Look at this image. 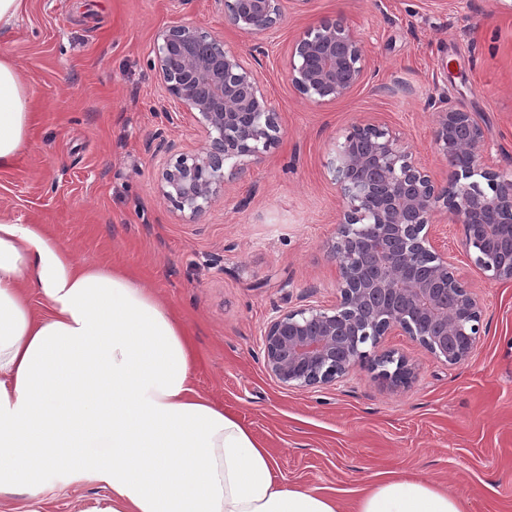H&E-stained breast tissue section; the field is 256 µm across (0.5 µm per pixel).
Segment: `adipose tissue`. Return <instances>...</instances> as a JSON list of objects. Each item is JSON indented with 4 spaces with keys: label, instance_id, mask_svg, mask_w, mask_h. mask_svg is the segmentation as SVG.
Segmentation results:
<instances>
[{
    "label": "adipose tissue",
    "instance_id": "1",
    "mask_svg": "<svg viewBox=\"0 0 512 512\" xmlns=\"http://www.w3.org/2000/svg\"><path fill=\"white\" fill-rule=\"evenodd\" d=\"M32 105L0 54V168L23 151ZM196 364L184 324L145 284L0 218V496H26L21 512L83 484L105 491L97 512H340L335 494L276 481L271 452L194 388ZM355 512L462 510L426 480L392 477Z\"/></svg>",
    "mask_w": 512,
    "mask_h": 512
}]
</instances>
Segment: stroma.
<instances>
[{"label": "stroma", "instance_id": "1", "mask_svg": "<svg viewBox=\"0 0 512 512\" xmlns=\"http://www.w3.org/2000/svg\"><path fill=\"white\" fill-rule=\"evenodd\" d=\"M326 18L363 34L368 75L350 97L315 105L289 83L286 61L294 36ZM180 19L243 53L263 43L261 76L282 120L265 163L245 167L194 221L158 189L159 146L200 135L148 64L157 31ZM0 54L36 114L17 162L0 169V216L43 225L82 263L153 288L193 339L196 389L269 449L278 483L334 491L353 512L365 488L401 476L448 489L463 512H512V283L470 262L452 215L434 218L441 245L484 303L468 361L445 364L395 332L378 350L413 366L405 388L359 367L333 385L287 389L262 363L275 311L336 300L329 163L354 125L399 132L444 178L427 101L445 94L482 118L495 163L512 173V0H288L281 24L256 38L226 30L215 0H25L0 31ZM104 496L76 486L40 509L94 512Z\"/></svg>", "mask_w": 512, "mask_h": 512}]
</instances>
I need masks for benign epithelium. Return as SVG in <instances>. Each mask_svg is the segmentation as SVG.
Returning <instances> with one entry per match:
<instances>
[{
  "instance_id": "7a95c632",
  "label": "benign epithelium",
  "mask_w": 512,
  "mask_h": 512,
  "mask_svg": "<svg viewBox=\"0 0 512 512\" xmlns=\"http://www.w3.org/2000/svg\"><path fill=\"white\" fill-rule=\"evenodd\" d=\"M285 0H224V23L260 35L283 17ZM224 38L190 22L155 36L149 67L182 107L201 145L173 155L159 175L163 197L183 215L201 217L224 193L225 161L247 156L259 166L280 134L279 115L252 60ZM367 77L362 34L341 19L302 30L288 54V80L304 99L331 104ZM436 112L433 140L448 163L441 185L418 166L411 148L387 127L368 123L347 135L331 162L340 198L336 236V302L279 312L262 334L267 374L286 388L331 385L371 363L393 388L414 371L389 352L370 349L392 331L422 345L448 365L467 361L482 333L483 302L436 245L435 214L446 211L462 226L476 267L512 283V174L496 169L487 129L474 113L446 98ZM479 176L486 185L473 179Z\"/></svg>"
}]
</instances>
